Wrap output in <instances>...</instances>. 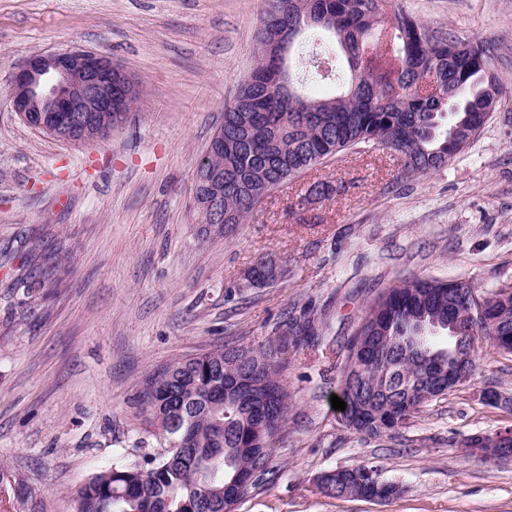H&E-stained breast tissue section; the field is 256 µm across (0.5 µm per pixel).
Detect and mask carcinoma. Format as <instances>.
<instances>
[{"label": "carcinoma", "instance_id": "carcinoma-1", "mask_svg": "<svg viewBox=\"0 0 512 512\" xmlns=\"http://www.w3.org/2000/svg\"><path fill=\"white\" fill-rule=\"evenodd\" d=\"M283 0L264 10L258 58L251 77L224 106V150L212 169L224 177V223H250L259 201L253 190H281L339 153L377 146L395 153L405 176L440 169L465 149L496 110L502 92L482 80L491 67L488 48L451 36H435L416 18H389L378 0ZM328 68L341 53L347 70L342 86L321 96L299 81L304 47ZM58 262L43 254L38 275L23 283L26 293L53 284ZM251 280H276L263 258ZM367 339L355 352L350 343L341 368L345 428L369 439L390 436L388 421L409 422L435 399L444 371L454 369L451 351L458 336L512 337V286L484 293L467 280L457 283L406 278L369 306ZM435 333L422 348L379 342L381 336H420V324ZM315 340L311 321L290 327L258 352L220 348L177 361L149 376L136 402L164 441L165 452L145 466L106 467L76 491V512H224V484L243 466L271 471V455L250 456L259 427L277 408L280 436L288 421L289 394L283 375L288 356ZM249 369L256 390L275 393L271 404H224V371ZM331 497H357L351 486L332 480L321 487Z\"/></svg>", "mask_w": 512, "mask_h": 512}]
</instances>
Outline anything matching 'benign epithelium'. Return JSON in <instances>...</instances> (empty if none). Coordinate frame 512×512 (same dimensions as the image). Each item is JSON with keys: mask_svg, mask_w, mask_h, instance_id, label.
<instances>
[{"mask_svg": "<svg viewBox=\"0 0 512 512\" xmlns=\"http://www.w3.org/2000/svg\"><path fill=\"white\" fill-rule=\"evenodd\" d=\"M123 78L125 73L110 57L90 50L34 54L13 72L8 100L11 110L34 129L67 142L95 141L112 125L118 99L131 106V96L124 94ZM224 389L238 398H257L254 384L246 376L227 380ZM481 394L490 405L512 407V398L492 387ZM462 445L480 458L490 447L500 449L497 461L512 459V431L474 434ZM328 477L358 485L375 483L351 468L327 472L321 479Z\"/></svg>", "mask_w": 512, "mask_h": 512, "instance_id": "benign-epithelium-1", "label": "benign epithelium"}]
</instances>
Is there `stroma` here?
<instances>
[{
  "mask_svg": "<svg viewBox=\"0 0 512 512\" xmlns=\"http://www.w3.org/2000/svg\"><path fill=\"white\" fill-rule=\"evenodd\" d=\"M386 4L432 34L489 46L505 88L496 111L438 171L406 178L389 151L349 150L209 237L194 171L254 66L264 0H0V512H75L98 469L163 452L135 403L148 374L224 345L261 349L303 316L319 344L290 362L288 426L236 512H512V461L460 446L512 428V414L479 399L487 385L512 396V354L481 349L467 387L389 438L346 430L330 402L340 354L380 292L408 276L512 284V0ZM73 46L112 56L143 90L93 143L35 130L7 101L28 56ZM317 179L330 199L309 198ZM48 250L56 285L26 295ZM260 257L280 267L272 285L247 280ZM359 464L400 495L317 489L322 473Z\"/></svg>",
  "mask_w": 512,
  "mask_h": 512,
  "instance_id": "obj_1",
  "label": "stroma"
}]
</instances>
